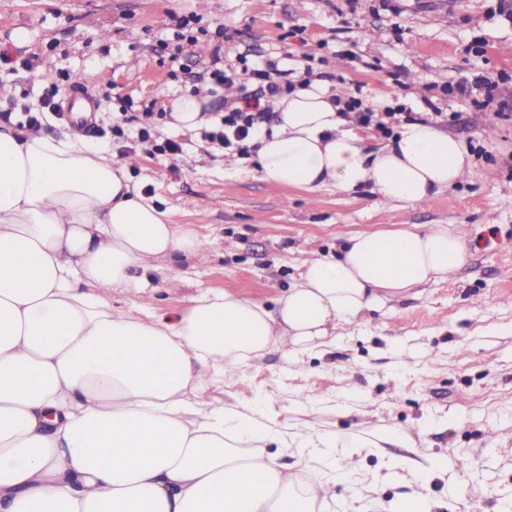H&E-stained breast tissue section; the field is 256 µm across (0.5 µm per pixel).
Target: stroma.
Returning a JSON list of instances; mask_svg holds the SVG:
<instances>
[{
  "label": "stroma",
  "mask_w": 512,
  "mask_h": 512,
  "mask_svg": "<svg viewBox=\"0 0 512 512\" xmlns=\"http://www.w3.org/2000/svg\"><path fill=\"white\" fill-rule=\"evenodd\" d=\"M0 0V114L22 120L81 96L94 128L48 117L53 137H83L113 159L132 158L130 177L171 223L210 243L204 258L162 262L136 295L139 315L169 316L215 288L275 309L303 261L335 251L339 236L445 224L463 234L465 264L365 313L336 346L296 361L271 351L228 373L207 398L253 407L285 432L351 433L374 447L339 478L335 512H353V489L384 481L390 500L423 491L455 492L456 512H502L512 503V22L497 0ZM197 16L210 31L177 40L173 16ZM24 42H17V31ZM272 60L285 80L328 79L343 95L402 120L437 116L464 141L470 174L412 205L278 186L250 175L253 163L214 149L202 133L154 126L141 142V112H159L175 90L210 92L215 60ZM81 85H73L76 73ZM500 79L487 101L479 77ZM470 85L469 94L457 92ZM171 139L181 150L157 152ZM175 276L182 288L165 291ZM470 461L467 471L454 465Z\"/></svg>",
  "instance_id": "1"
}]
</instances>
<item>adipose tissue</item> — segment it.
Masks as SVG:
<instances>
[{
  "label": "adipose tissue",
  "mask_w": 512,
  "mask_h": 512,
  "mask_svg": "<svg viewBox=\"0 0 512 512\" xmlns=\"http://www.w3.org/2000/svg\"><path fill=\"white\" fill-rule=\"evenodd\" d=\"M164 109L185 133L214 122L204 96L176 93ZM273 110L253 138L269 183L414 204L471 171L466 145L428 122L369 147L321 80ZM206 250L133 185L127 162L0 128V512H324L333 481L312 476L313 452L360 438L302 437L295 473L268 450L288 445L273 420L204 392L267 350L331 346L465 256L445 226L360 232L302 262L274 314L216 289L172 317L113 306V292L143 291L157 261Z\"/></svg>",
  "instance_id": "ef3b65f1"
}]
</instances>
